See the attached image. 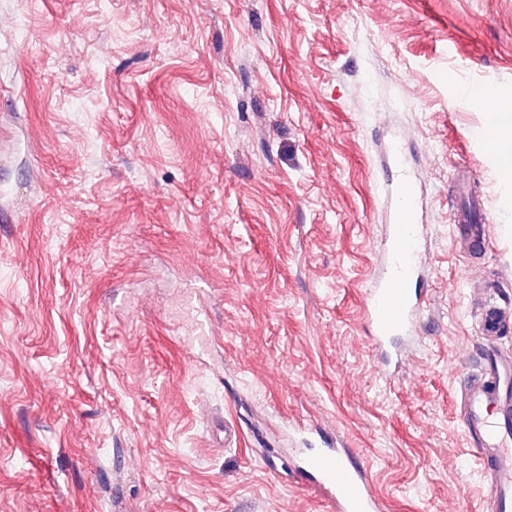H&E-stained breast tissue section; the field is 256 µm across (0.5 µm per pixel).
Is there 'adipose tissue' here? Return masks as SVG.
Masks as SVG:
<instances>
[{"mask_svg": "<svg viewBox=\"0 0 512 512\" xmlns=\"http://www.w3.org/2000/svg\"><path fill=\"white\" fill-rule=\"evenodd\" d=\"M469 97L486 110L487 124L482 136L489 143L502 175L512 179V101L490 88L471 90Z\"/></svg>", "mask_w": 512, "mask_h": 512, "instance_id": "obj_1", "label": "adipose tissue"}]
</instances>
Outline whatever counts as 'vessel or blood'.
<instances>
[{"mask_svg":"<svg viewBox=\"0 0 512 512\" xmlns=\"http://www.w3.org/2000/svg\"><path fill=\"white\" fill-rule=\"evenodd\" d=\"M418 201L412 189L394 191L392 222L374 288L368 289L363 315L381 374H388L396 355L394 342L415 336L425 303L413 286L420 272L423 227L416 222ZM454 235L468 245L487 239V227L473 223L468 211L455 212ZM512 312L485 299L478 307V333L486 353L477 372L460 389L459 417L467 442L487 475L485 512H512V353L496 341ZM302 479L322 487L335 512H383L366 467L352 464L346 449L321 448L303 455L297 466Z\"/></svg>","mask_w":512,"mask_h":512,"instance_id":"obj_1","label":"vessel or blood"}]
</instances>
